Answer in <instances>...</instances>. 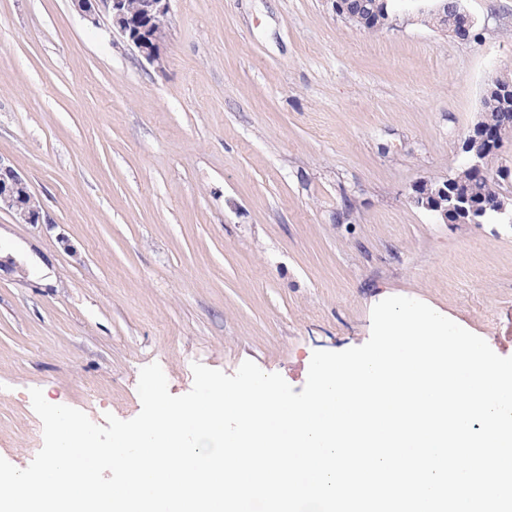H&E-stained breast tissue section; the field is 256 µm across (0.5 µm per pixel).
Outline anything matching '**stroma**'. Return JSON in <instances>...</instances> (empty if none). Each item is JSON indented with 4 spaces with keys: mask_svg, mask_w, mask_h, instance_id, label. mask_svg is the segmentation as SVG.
Here are the masks:
<instances>
[{
    "mask_svg": "<svg viewBox=\"0 0 512 512\" xmlns=\"http://www.w3.org/2000/svg\"><path fill=\"white\" fill-rule=\"evenodd\" d=\"M464 6L467 41L410 7L368 32L332 0H172L152 64L70 0H0V157L51 217L0 212V458L43 445L33 388L99 425L152 363L176 396L195 362L302 390L394 295L512 356V225L410 201L512 76V0Z\"/></svg>",
    "mask_w": 512,
    "mask_h": 512,
    "instance_id": "stroma-1",
    "label": "stroma"
}]
</instances>
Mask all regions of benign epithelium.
Returning <instances> with one entry per match:
<instances>
[{
  "mask_svg": "<svg viewBox=\"0 0 512 512\" xmlns=\"http://www.w3.org/2000/svg\"><path fill=\"white\" fill-rule=\"evenodd\" d=\"M72 5L85 19L93 24L104 18L111 22L112 29L147 61L160 60L166 32L153 25V20L167 16L171 11V0H141L139 14L128 12L127 0H71ZM473 27V19L464 7H458L454 16V35L467 38ZM487 137H478L470 132L464 140L462 150L466 154V164L476 170L489 166L492 153L484 145ZM27 184L26 177L8 160L0 157V211H5L17 219L19 224H48L50 219L42 207L34 204L30 197L20 193ZM450 180L438 183L434 193H420L415 187L410 201L418 208L429 211L433 216L448 223V215L454 214L459 224H512V209L495 201L478 214L469 212L465 205L466 196L456 189H448Z\"/></svg>",
  "mask_w": 512,
  "mask_h": 512,
  "instance_id": "benign-epithelium-1",
  "label": "benign epithelium"
}]
</instances>
